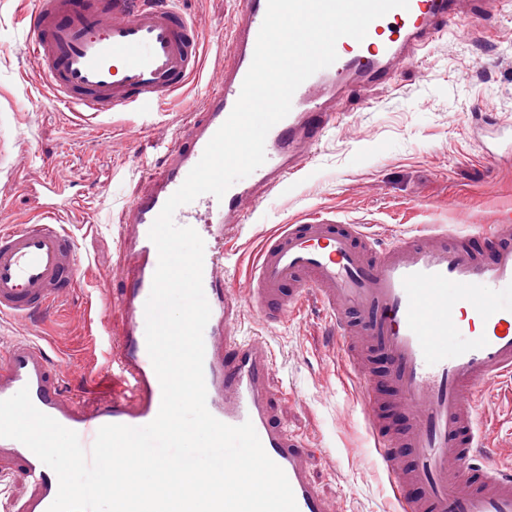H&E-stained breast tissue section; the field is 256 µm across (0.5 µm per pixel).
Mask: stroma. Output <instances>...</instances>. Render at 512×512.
Masks as SVG:
<instances>
[{"instance_id":"stroma-1","label":"stroma","mask_w":512,"mask_h":512,"mask_svg":"<svg viewBox=\"0 0 512 512\" xmlns=\"http://www.w3.org/2000/svg\"><path fill=\"white\" fill-rule=\"evenodd\" d=\"M202 28L203 69L151 121L111 112L87 123L44 101V82L24 54L30 26L24 0H0V209L15 224L33 222L45 199L37 188L53 173L82 202L63 226L80 258V284L45 317L0 319V336H28L46 349L65 396L84 395L104 361L106 335L123 332L120 307H105L122 273L115 239L130 199L144 192L146 165L160 162L172 131L183 127L207 84L224 68V34L233 0H180ZM343 120L327 131L302 175L263 195L255 222L232 236L224 276L235 298L230 326L257 336L274 362L268 388L276 416L309 453L304 463L335 512H399L397 495L376 465L374 438L345 352L330 340L315 300L299 315L264 321L246 299L247 270L276 225L334 215L362 225L378 243L424 225L493 224L512 211V154L489 160L487 121L512 126V14L471 5L457 32L389 80L350 93ZM483 445L512 467V390L491 383L480 394Z\"/></svg>"}]
</instances>
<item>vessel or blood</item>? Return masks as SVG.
Wrapping results in <instances>:
<instances>
[{
    "instance_id": "1",
    "label": "vessel or blood",
    "mask_w": 512,
    "mask_h": 512,
    "mask_svg": "<svg viewBox=\"0 0 512 512\" xmlns=\"http://www.w3.org/2000/svg\"><path fill=\"white\" fill-rule=\"evenodd\" d=\"M230 58L204 97L201 120L176 132L149 175L150 188L128 208L133 234L118 249L133 263L112 294L125 311L103 371L114 387L83 399L65 397L38 341L0 337V400L28 388L33 404L78 433L91 449L100 427H141L157 415L161 386L145 340V303L158 252L149 230L230 115L251 65L267 0H239ZM463 0H409L375 19L363 41L338 40L337 60L303 82L290 113L269 131L265 163L223 198L199 196L174 221L203 238V287L211 308L204 330L207 408L218 420L252 422L268 456L285 472L299 512H332L301 464L305 448L272 414L264 387L273 365L258 338L229 335L233 295L224 279V244L248 223L259 194L287 186L312 147L341 116L350 92L388 79L425 57L462 21ZM26 54L42 71L45 97L85 120L108 112L164 105L202 66L198 26L177 0H33ZM47 205L43 223L0 222V318L28 319L78 284L76 245ZM462 227L434 226L381 245L361 225L333 218L283 224L261 247L248 300L267 320L287 316L315 295L344 340L363 337L349 361L360 376V402L375 438L377 462L403 512H512V473L485 460L478 481L468 473L481 448L476 400L491 382L512 378V212L485 228L487 251L466 250ZM408 418L402 439L379 426L381 387ZM30 487L17 512H47L58 491L55 472L19 441L0 438Z\"/></svg>"
}]
</instances>
